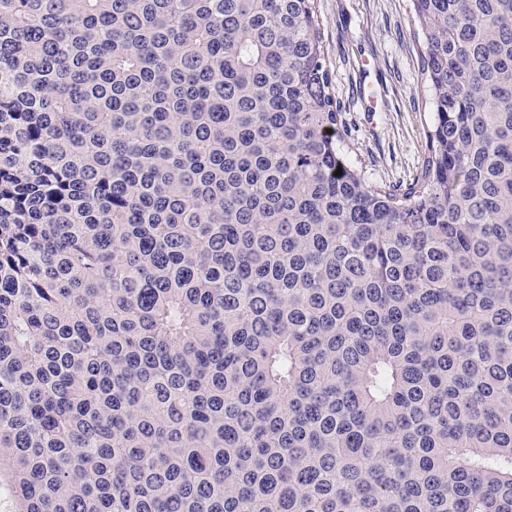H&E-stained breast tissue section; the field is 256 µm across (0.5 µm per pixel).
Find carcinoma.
Returning <instances> with one entry per match:
<instances>
[{
	"instance_id": "1",
	"label": "carcinoma",
	"mask_w": 512,
	"mask_h": 512,
	"mask_svg": "<svg viewBox=\"0 0 512 512\" xmlns=\"http://www.w3.org/2000/svg\"><path fill=\"white\" fill-rule=\"evenodd\" d=\"M411 3L372 186L315 0H0V512H512V0Z\"/></svg>"
}]
</instances>
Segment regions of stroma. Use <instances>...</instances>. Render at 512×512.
I'll use <instances>...</instances> for the list:
<instances>
[{"label": "stroma", "instance_id": "1", "mask_svg": "<svg viewBox=\"0 0 512 512\" xmlns=\"http://www.w3.org/2000/svg\"><path fill=\"white\" fill-rule=\"evenodd\" d=\"M346 159L370 184L412 180L427 153L428 83L411 0H315Z\"/></svg>", "mask_w": 512, "mask_h": 512}]
</instances>
